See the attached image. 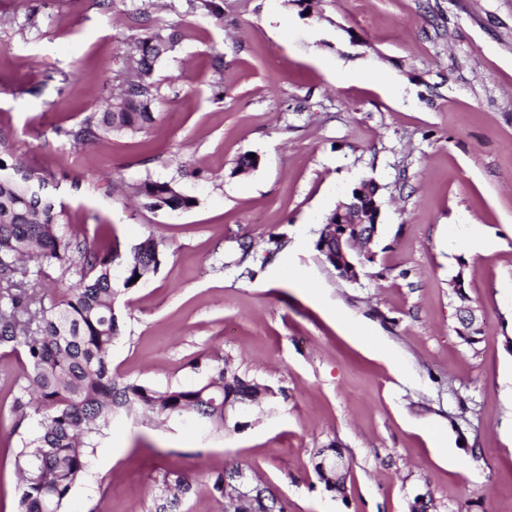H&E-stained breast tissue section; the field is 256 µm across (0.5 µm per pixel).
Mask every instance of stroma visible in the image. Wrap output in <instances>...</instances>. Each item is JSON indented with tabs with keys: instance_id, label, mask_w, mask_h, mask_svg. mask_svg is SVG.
I'll list each match as a JSON object with an SVG mask.
<instances>
[{
	"instance_id": "35a3bbf8",
	"label": "stroma",
	"mask_w": 512,
	"mask_h": 512,
	"mask_svg": "<svg viewBox=\"0 0 512 512\" xmlns=\"http://www.w3.org/2000/svg\"><path fill=\"white\" fill-rule=\"evenodd\" d=\"M218 2L219 18L191 0H0L12 154L53 175L80 240L126 255L151 236L165 254L118 302L113 376L190 387L225 359L269 390L219 433L115 417L63 512H158L170 470L193 482L174 512H224L212 483L235 468L286 512H512V0ZM142 14L178 35L150 76L156 123L73 143L65 130L129 77ZM245 154L256 168L234 174ZM147 179L195 206L147 209ZM366 180L379 233L349 282L315 243ZM244 242L250 278L232 265ZM463 304L482 324L472 345ZM26 371L0 345V512H20L36 433L15 409ZM332 443L341 494L313 468ZM336 454H342L339 448H336L335 444H329L325 448H318L316 453H314V470L318 476L319 481L324 485L325 489L330 492L343 493L345 490L344 483L336 485L335 483L329 482L326 480L322 474L323 473L329 477L330 474H334L336 476V481H344L346 480L348 473V464L344 461L343 456H337L329 459L328 461H324L321 464L322 471L320 469V462L325 456H336ZM323 481V482H322Z\"/></svg>"
}]
</instances>
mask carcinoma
Here are the masks:
<instances>
[{"instance_id": "cac0c4a2", "label": "carcinoma", "mask_w": 512, "mask_h": 512, "mask_svg": "<svg viewBox=\"0 0 512 512\" xmlns=\"http://www.w3.org/2000/svg\"><path fill=\"white\" fill-rule=\"evenodd\" d=\"M177 34L155 28L128 45L126 59L139 79L129 81L117 96L88 113L64 134L78 144H94L114 134L135 133L156 121L158 89L148 80L156 65L173 51ZM5 136L0 134V344L25 350L28 388L38 430L23 453L27 469L21 476V512H62L68 495L86 473L94 448L119 410L168 419L192 415L214 431L224 429V400L260 402L259 385L227 363L214 368L204 384L159 390L118 382L110 369L114 343L121 336L116 310L120 295L134 286L132 279L156 272L162 264L159 243L149 237L122 258L114 248H90L68 231L66 206L46 192L44 170L21 168L9 161ZM150 210L185 211L193 197L169 182L145 180L135 187ZM34 255L36 268L26 258ZM56 268L61 276L78 275L65 296L45 304L29 291L30 281ZM340 449L331 443L314 453V470L330 492L344 484L323 478L320 462ZM237 470L216 475L213 489L236 512H265L261 499L249 501ZM163 484L173 500L192 490L189 478L166 472Z\"/></svg>"}]
</instances>
